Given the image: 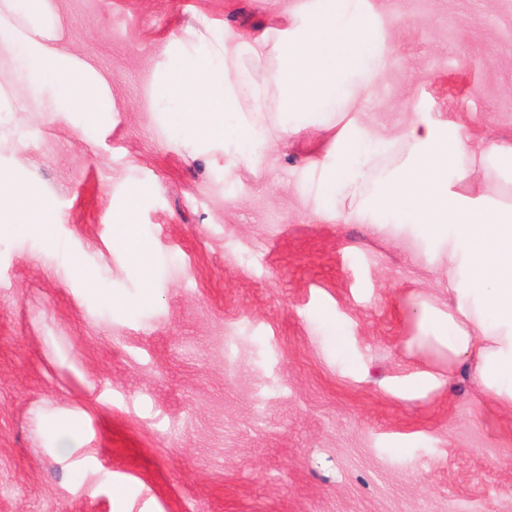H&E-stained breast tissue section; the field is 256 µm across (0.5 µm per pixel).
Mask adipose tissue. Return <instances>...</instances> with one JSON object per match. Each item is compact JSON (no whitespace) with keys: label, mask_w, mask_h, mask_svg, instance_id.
Returning <instances> with one entry per match:
<instances>
[{"label":"adipose tissue","mask_w":512,"mask_h":512,"mask_svg":"<svg viewBox=\"0 0 512 512\" xmlns=\"http://www.w3.org/2000/svg\"><path fill=\"white\" fill-rule=\"evenodd\" d=\"M387 40L369 0H309L283 25L238 42L192 29L167 45L152 83L155 109L178 105L182 141L222 151L228 168L252 163L273 133L330 131V149L312 163L320 210L344 205L360 224L420 228L447 268L453 301L445 313L414 302L422 335L449 366L466 365L484 396L512 406V145L475 141L463 124L430 112L412 113L399 137L369 135L351 107L391 65ZM0 54L19 78L0 82V112L20 92L56 119L80 114L85 129L112 114L106 79L64 45L54 0H0ZM384 155L392 158L385 168ZM476 171L480 191L467 187ZM140 206V192L130 191L113 202L109 221L148 289L153 247L138 230ZM58 222L53 200L22 170L0 167L1 224H27L49 238Z\"/></svg>","instance_id":"1"}]
</instances>
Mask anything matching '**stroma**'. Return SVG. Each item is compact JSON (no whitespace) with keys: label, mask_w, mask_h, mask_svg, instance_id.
Here are the masks:
<instances>
[{"label":"stroma","mask_w":512,"mask_h":512,"mask_svg":"<svg viewBox=\"0 0 512 512\" xmlns=\"http://www.w3.org/2000/svg\"><path fill=\"white\" fill-rule=\"evenodd\" d=\"M369 2L393 57L355 106L370 131L418 108L512 143V0ZM55 3L115 111L92 132L22 97L0 115V165L60 215L50 244L0 224V512H512V407L422 340L412 293L448 306L425 245L320 214L330 132L228 169L153 110L173 36L254 35L308 0ZM132 188L148 299L106 222ZM424 370L453 377L395 395Z\"/></svg>","instance_id":"stroma-1"}]
</instances>
